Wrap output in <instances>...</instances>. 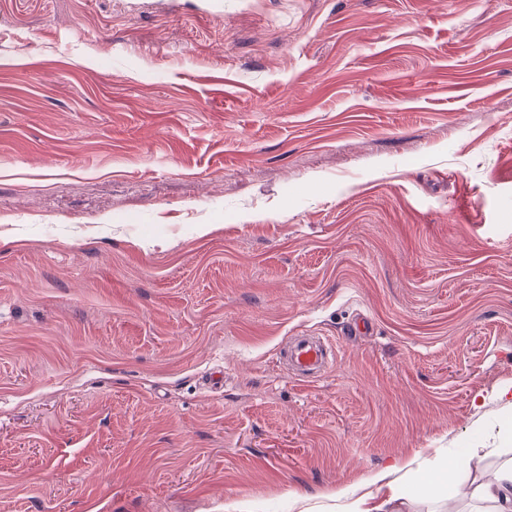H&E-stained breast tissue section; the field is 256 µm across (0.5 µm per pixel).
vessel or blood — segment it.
Listing matches in <instances>:
<instances>
[{
	"mask_svg": "<svg viewBox=\"0 0 512 512\" xmlns=\"http://www.w3.org/2000/svg\"><path fill=\"white\" fill-rule=\"evenodd\" d=\"M335 350V345L327 338L303 333L289 338L279 349L278 359L292 378L311 383L334 365Z\"/></svg>",
	"mask_w": 512,
	"mask_h": 512,
	"instance_id": "b4317fda",
	"label": "vessel or blood"
}]
</instances>
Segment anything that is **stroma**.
Returning <instances> with one entry per match:
<instances>
[{
  "instance_id": "stroma-1",
  "label": "stroma",
  "mask_w": 512,
  "mask_h": 512,
  "mask_svg": "<svg viewBox=\"0 0 512 512\" xmlns=\"http://www.w3.org/2000/svg\"><path fill=\"white\" fill-rule=\"evenodd\" d=\"M511 385L512 0H0V512H479ZM336 346L322 336L301 333L291 336L278 351L279 363L297 381L311 383L321 378L335 363ZM396 470L399 469L393 466L372 474L354 493L348 494L345 489L336 490V498L348 499L345 512H403V504L399 502L401 499L396 492L393 480H388ZM371 486L377 487V493L367 491L357 495V492ZM383 489L386 490L383 492Z\"/></svg>"
}]
</instances>
